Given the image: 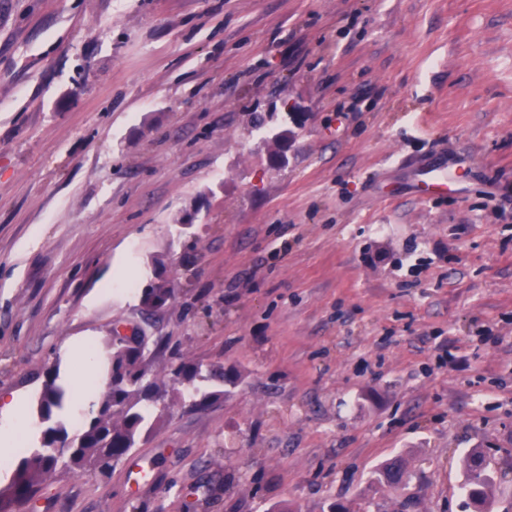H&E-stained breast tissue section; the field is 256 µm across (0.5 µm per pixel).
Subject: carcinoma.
<instances>
[{
  "instance_id": "1",
  "label": "carcinoma",
  "mask_w": 512,
  "mask_h": 512,
  "mask_svg": "<svg viewBox=\"0 0 512 512\" xmlns=\"http://www.w3.org/2000/svg\"><path fill=\"white\" fill-rule=\"evenodd\" d=\"M175 295L172 280L162 273L155 274L141 292L142 304L149 310L171 300ZM151 339L142 334L132 343L119 336V327L111 330L106 373L108 390L98 403L96 413L87 419L74 436H69L60 421L53 420L55 412L62 409L65 398L63 388L57 383L55 369L43 373L42 389L38 401V414L47 423L43 431L42 447L22 458L11 483L0 489V512H16V506L34 500L42 482L63 469L73 474L86 470L109 473L114 465L135 448L137 441L149 434L167 415L169 391L176 385H187L200 395L196 404L201 405L219 395L217 391L201 389L204 384L230 385L238 375L223 368H202L192 362L180 361L170 366V386L161 385L147 378V357ZM489 463L483 452L473 450L465 458L468 481L465 490L476 512H487L491 504L492 480L488 474ZM407 462L398 456L379 472V480L391 488L406 484Z\"/></svg>"
}]
</instances>
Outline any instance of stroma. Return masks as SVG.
I'll return each instance as SVG.
<instances>
[{
  "label": "stroma",
  "mask_w": 512,
  "mask_h": 512,
  "mask_svg": "<svg viewBox=\"0 0 512 512\" xmlns=\"http://www.w3.org/2000/svg\"><path fill=\"white\" fill-rule=\"evenodd\" d=\"M117 323L240 379L19 512H512V0H0V392ZM175 295L172 280L163 273H156L154 280H151L141 292L142 304L149 310H160L165 307ZM166 304L162 307L157 305L164 300ZM489 463L482 451L473 450L465 458L468 481L465 490L475 512H486L491 504L492 480L488 474ZM407 478V462L403 457L398 456L380 470L378 480L391 488L398 489L406 484Z\"/></svg>",
  "instance_id": "obj_1"
}]
</instances>
